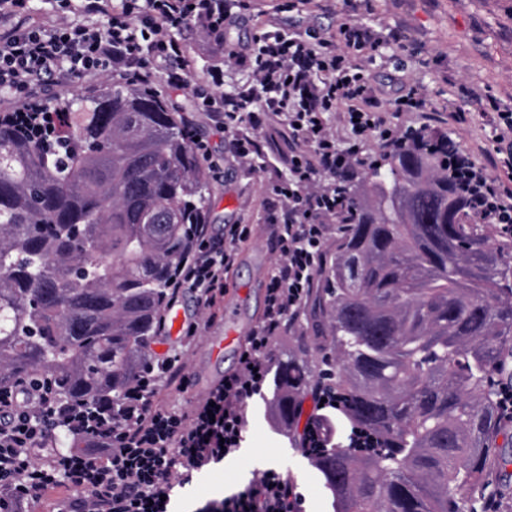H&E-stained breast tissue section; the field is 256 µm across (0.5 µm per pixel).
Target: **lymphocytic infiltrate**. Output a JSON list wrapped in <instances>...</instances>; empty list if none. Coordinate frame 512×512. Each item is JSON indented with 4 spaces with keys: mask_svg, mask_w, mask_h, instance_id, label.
Wrapping results in <instances>:
<instances>
[{
    "mask_svg": "<svg viewBox=\"0 0 512 512\" xmlns=\"http://www.w3.org/2000/svg\"><path fill=\"white\" fill-rule=\"evenodd\" d=\"M29 0H0V94L25 105L40 86L68 88L108 77L159 87L190 89L195 109L232 133L240 164L252 166L272 146L260 131L277 127L288 135L282 160L287 178L270 182L275 208L270 222L278 253L269 277L266 308L249 334L238 368L190 412L161 405L160 394L186 391L185 357L204 324L188 321L164 353H147L136 381L120 400L61 404L42 380L0 386V512L28 507L60 487L70 491L63 512H170L174 482L220 463L239 448L248 426L247 401L262 390L275 341L294 326L324 263L329 235L345 211L341 183L355 179L368 157L366 144L404 142V129L432 139L434 116L412 85L390 94L378 87L367 64L386 47L400 50L404 37L383 41L358 20L335 32L307 29L282 33L261 24L252 46L231 52L251 74L237 92H220L219 77L197 75L182 41L184 31L212 36L230 13L223 0H53L58 18L27 20ZM495 147L487 166L470 150L448 144V177L468 201L477 223L512 238V111L495 112ZM503 177H494L490 168ZM247 224H228L223 238L197 224L187 240L168 292L175 305L191 289L198 308L216 316L235 247L249 239ZM312 411L299 436L305 453L330 445L324 421L336 411L333 397L313 392ZM87 441L84 451H60L63 436ZM305 497L287 473L267 469L242 491L210 499L195 512H303Z\"/></svg>",
    "mask_w": 512,
    "mask_h": 512,
    "instance_id": "1",
    "label": "lymphocytic infiltrate"
}]
</instances>
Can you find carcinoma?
<instances>
[{
	"mask_svg": "<svg viewBox=\"0 0 512 512\" xmlns=\"http://www.w3.org/2000/svg\"><path fill=\"white\" fill-rule=\"evenodd\" d=\"M27 111L25 126L0 115V384L118 399L158 335L187 225L205 217L207 175L179 113L133 85ZM443 158L406 145L364 169L308 302L310 335L273 362L264 402L282 425L315 382L340 400L341 425L384 443L310 455L333 512H479L500 463L512 238L476 223Z\"/></svg>",
	"mask_w": 512,
	"mask_h": 512,
	"instance_id": "1",
	"label": "carcinoma"
}]
</instances>
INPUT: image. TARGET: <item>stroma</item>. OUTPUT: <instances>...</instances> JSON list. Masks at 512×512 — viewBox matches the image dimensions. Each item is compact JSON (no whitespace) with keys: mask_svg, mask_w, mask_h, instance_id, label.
<instances>
[{"mask_svg":"<svg viewBox=\"0 0 512 512\" xmlns=\"http://www.w3.org/2000/svg\"><path fill=\"white\" fill-rule=\"evenodd\" d=\"M352 15L346 0H327L323 9L307 12L289 9L288 0H252L251 16L238 21L225 35L224 44L184 33L183 38L199 73L219 66L224 82L222 90L231 94L250 81L248 72L229 63L226 48L238 49L251 43L255 24L275 19L281 31L315 29L335 31ZM362 23L379 36L401 29L408 48L402 52L403 70H395L383 58L369 62L376 81L387 91H395L401 79L420 89L441 116L466 112L468 121L457 126L440 124L439 131L474 150L491 145L494 127L481 104L496 99L501 108L512 109V0H370L368 11L360 15ZM211 154L209 173V219L212 235L220 236L228 224H247L252 228L248 241L237 247L233 270L224 294L233 304L236 322L251 329L263 314L269 275L277 255L269 242L268 213L264 204L268 183L287 176L288 169L273 158L256 160L254 168L240 166L231 134L215 129L208 116H200L196 125ZM224 314L202 330L186 355V374L191 382L187 391L174 389L162 393L163 402L184 411L198 402L195 386L203 380H223L238 364L235 353L211 355L209 337L224 333ZM251 424L246 433L251 448L243 465L248 477L275 468L287 472L305 497L306 512H331L322 478L297 445L301 426L283 430L275 427L272 415L261 398L249 402ZM504 462L495 470L485 487L495 497L498 512H512V424L497 440ZM234 473L223 464H214L195 472L191 480L174 486L173 496L180 500L181 512H193L201 501L223 498L243 489Z\"/></svg>","mask_w":512,"mask_h":512,"instance_id":"35a3bbf8","label":"stroma"}]
</instances>
